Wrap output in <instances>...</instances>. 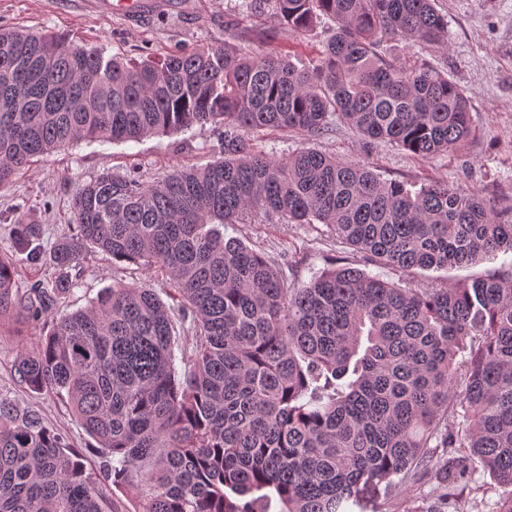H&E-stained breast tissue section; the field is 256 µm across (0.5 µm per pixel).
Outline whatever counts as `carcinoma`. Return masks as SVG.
Listing matches in <instances>:
<instances>
[{
  "mask_svg": "<svg viewBox=\"0 0 512 512\" xmlns=\"http://www.w3.org/2000/svg\"><path fill=\"white\" fill-rule=\"evenodd\" d=\"M298 33L333 35L310 67L233 47L162 58L103 52L27 29L0 31V187L34 159L83 140L131 142L193 126L221 134L201 168L145 181L105 170L76 189V233L51 251L18 217L0 254V317L48 316L91 248L168 277L193 354L174 366L171 308L151 285L116 280L90 306L19 345L15 371L67 399L106 458L98 480L39 417L0 399V512H115L106 483L131 487L138 512H348L415 468L441 488L483 469L512 486V261L455 285L412 288L418 270L512 254V216L472 190L433 181L410 191L369 166L314 149L285 161L256 130L319 135L336 117L363 139L421 156L460 149L469 100L434 68H408L380 45L442 44L436 0H251ZM318 222L384 279L333 266L297 286L227 224ZM49 261L51 280L20 292L15 267ZM460 448L461 464L434 460Z\"/></svg>",
  "mask_w": 512,
  "mask_h": 512,
  "instance_id": "carcinoma-1",
  "label": "carcinoma"
}]
</instances>
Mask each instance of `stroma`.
<instances>
[{
  "mask_svg": "<svg viewBox=\"0 0 512 512\" xmlns=\"http://www.w3.org/2000/svg\"><path fill=\"white\" fill-rule=\"evenodd\" d=\"M146 2L140 12L125 16L117 11L100 12L97 0H0V27L44 32L127 58H159L182 49L227 45L249 53L288 55L299 70L310 65L334 29L333 22L325 19L310 32L292 33L281 28L271 13H255L247 0ZM437 8L448 20L446 45L395 38L384 42L381 50L397 63L429 65L445 72L466 91L472 135L459 152L422 157L386 142L366 147L340 120L318 137L267 128L253 134L254 147L280 160L301 147H313L339 159L367 163L382 178L414 189L428 181H441L475 190L493 199L502 214L512 213V0H438ZM218 139V130L205 125L138 142L82 141L54 152L0 187V252L9 249L11 224L18 216L43 225L45 247L72 235V195L79 184L104 169H131L150 181L214 160ZM224 232L263 253L291 285L309 281L332 264L363 259L319 223L231 224ZM504 260L500 254L470 266L421 271L414 274L410 285L424 288L487 275ZM74 272L78 285L53 306L55 316L89 306L116 279L150 281L165 303L173 308L178 305L161 272L148 273L115 262L96 249L80 259ZM16 325V316L0 317V398L38 411L49 428L65 436L88 471L102 473L104 456L94 439L75 423L66 402L20 383L14 372L17 347L11 337ZM505 492L504 486L480 469L470 474L467 483L447 491L437 488L430 473L417 470L395 481L388 493L364 499L353 512H495Z\"/></svg>",
  "mask_w": 512,
  "mask_h": 512,
  "instance_id": "35a3bbf8",
  "label": "stroma"
}]
</instances>
